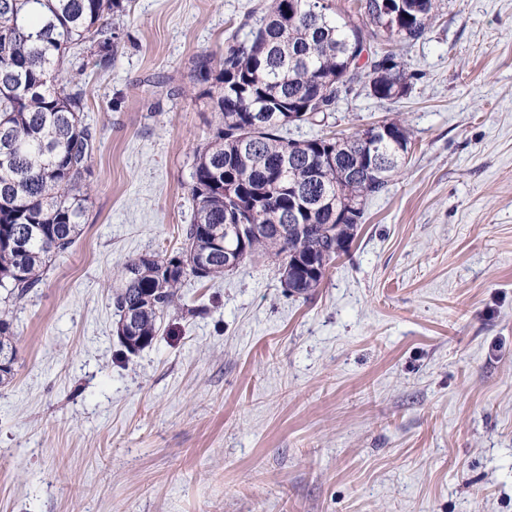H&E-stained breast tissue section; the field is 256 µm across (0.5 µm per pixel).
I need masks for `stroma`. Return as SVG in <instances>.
I'll list each match as a JSON object with an SVG mask.
<instances>
[{
    "instance_id": "35a3bbf8",
    "label": "stroma",
    "mask_w": 512,
    "mask_h": 512,
    "mask_svg": "<svg viewBox=\"0 0 512 512\" xmlns=\"http://www.w3.org/2000/svg\"><path fill=\"white\" fill-rule=\"evenodd\" d=\"M256 2L130 0L82 76L95 190L9 305L0 512H512V0H444L410 92L357 84L329 115L400 116L415 149L310 296L265 257L190 276L122 346L112 273L181 250L215 124L193 66Z\"/></svg>"
}]
</instances>
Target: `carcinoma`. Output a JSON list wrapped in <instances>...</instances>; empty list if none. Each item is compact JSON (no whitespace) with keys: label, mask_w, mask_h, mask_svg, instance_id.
Instances as JSON below:
<instances>
[{"label":"carcinoma","mask_w":512,"mask_h":512,"mask_svg":"<svg viewBox=\"0 0 512 512\" xmlns=\"http://www.w3.org/2000/svg\"><path fill=\"white\" fill-rule=\"evenodd\" d=\"M441 2L358 0L343 14L331 0H265L228 33L224 52L197 59L195 77L210 84L216 123L194 156L195 211L184 245L206 265L201 275L192 266L169 275L174 257L141 254L119 266L113 306L119 317L132 313L139 349L152 344L187 276H224L215 241L227 224L252 225L236 266L266 256L288 276L292 295L320 286L347 253L365 202L404 167L411 136L398 118L384 122L391 140L377 125L305 140L284 130L324 121L336 95L363 77L376 99L406 94L412 75L390 46L422 39ZM126 10V0H0V288L16 302L74 244L89 197L96 131L83 121L84 94L63 76L64 64L80 75L107 69L112 17ZM77 47L84 52L69 56ZM14 337L1 310L0 347L13 357Z\"/></svg>","instance_id":"cac0c4a2"}]
</instances>
